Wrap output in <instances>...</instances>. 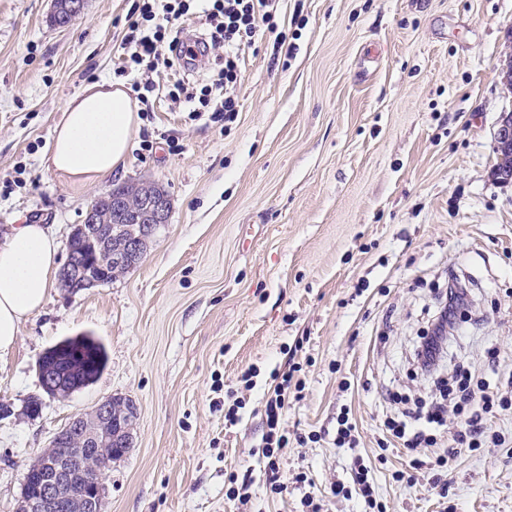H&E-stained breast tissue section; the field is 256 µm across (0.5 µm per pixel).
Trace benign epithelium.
Here are the masks:
<instances>
[{
  "label": "benign epithelium",
  "instance_id": "obj_1",
  "mask_svg": "<svg viewBox=\"0 0 512 512\" xmlns=\"http://www.w3.org/2000/svg\"><path fill=\"white\" fill-rule=\"evenodd\" d=\"M512 149V116L506 114L501 119L495 133L493 150L507 153ZM138 206L125 207L122 196L112 199V207L122 220L128 224H165L169 219V204L150 186H143L138 191ZM42 388L51 396L58 397L67 391V387L57 381L56 377L45 367L38 368ZM77 420H72L56 432L50 441V447L56 449L53 455H46L39 465L41 483L36 496H23L22 512H52L58 503L65 504L70 512H96L104 490V476L111 465L106 460L94 470L81 468V480L69 484L61 479V474L81 464L89 453L87 448H70L71 437L80 432Z\"/></svg>",
  "mask_w": 512,
  "mask_h": 512
}]
</instances>
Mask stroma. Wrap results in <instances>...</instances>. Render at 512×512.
<instances>
[{
	"instance_id": "stroma-1",
	"label": "stroma",
	"mask_w": 512,
	"mask_h": 512,
	"mask_svg": "<svg viewBox=\"0 0 512 512\" xmlns=\"http://www.w3.org/2000/svg\"><path fill=\"white\" fill-rule=\"evenodd\" d=\"M132 8L86 0L58 26L53 0H0V235L47 225L64 258L113 185L154 184L170 201L141 262L94 288L53 285L0 359V512H18L25 468L52 436L111 395L137 415L100 512H365L358 456L384 512H512V407L495 410L499 438L477 449L455 443L449 419L434 448L453 452L445 469L381 446L390 394L436 391L412 351L449 280L469 302L443 378L463 370L502 388L512 376V179L493 151L512 113V0H281L288 52L265 38L245 53L231 120L157 103L117 170L72 182L50 167L53 129L87 85L121 80ZM75 336L101 343L105 367L49 397L37 362ZM299 340L305 388L283 416L275 496L262 398ZM249 367L248 391L237 376ZM346 409L353 448L330 436ZM339 482L346 496L332 495Z\"/></svg>"
}]
</instances>
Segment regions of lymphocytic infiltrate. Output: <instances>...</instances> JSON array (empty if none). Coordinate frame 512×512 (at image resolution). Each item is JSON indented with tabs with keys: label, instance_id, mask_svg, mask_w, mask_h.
I'll return each mask as SVG.
<instances>
[{
	"label": "lymphocytic infiltrate",
	"instance_id": "obj_1",
	"mask_svg": "<svg viewBox=\"0 0 512 512\" xmlns=\"http://www.w3.org/2000/svg\"><path fill=\"white\" fill-rule=\"evenodd\" d=\"M279 0H140L128 18L126 54L122 72L139 74L132 88L141 104L156 96L182 106L191 117L209 113L213 122L231 119L238 110L232 89L238 81L246 49L254 46L260 30L276 33ZM202 13L209 27V48L215 49L212 74L207 82L175 80L159 86L151 75L158 70H184L193 64L196 53L193 45L179 36L175 23L189 9ZM466 289L449 287L446 299L440 300L433 315L430 335L422 337L413 353L416 374L433 377L442 370L447 347L446 333L452 329L457 313L467 303ZM301 366L286 359L273 371L274 386L264 404L268 431L264 437L263 455L266 459L267 485L273 494L283 490L278 454L288 444L287 435L280 429V417L291 393L301 392L302 380L297 379ZM504 395L488 391L485 383H471L468 377L456 382L455 400H432L428 405L408 407L387 418V433L402 440L410 449L431 448L436 443L435 431L445 427L449 412L462 417L463 430L456 440L478 448L493 434L490 416L494 407L503 405Z\"/></svg>",
	"mask_w": 512,
	"mask_h": 512
}]
</instances>
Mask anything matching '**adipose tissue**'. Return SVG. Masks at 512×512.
Returning <instances> with one entry per match:
<instances>
[{"label":"adipose tissue","instance_id":"ef3b65f1","mask_svg":"<svg viewBox=\"0 0 512 512\" xmlns=\"http://www.w3.org/2000/svg\"><path fill=\"white\" fill-rule=\"evenodd\" d=\"M137 120L121 82L87 86L54 129L53 169L80 183L111 174L127 155ZM58 265V243L43 225L23 224L0 237V357L14 348L23 321L44 305Z\"/></svg>","mask_w":512,"mask_h":512}]
</instances>
